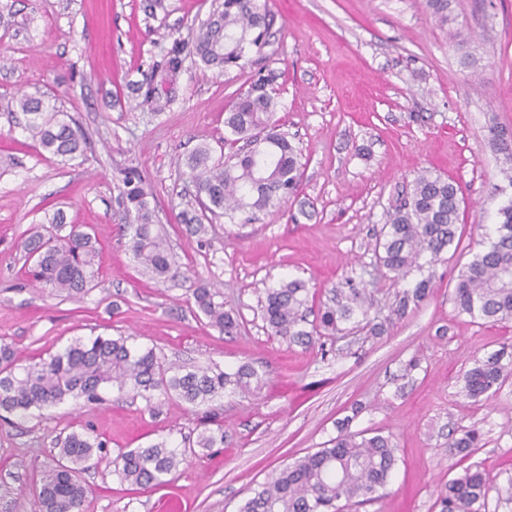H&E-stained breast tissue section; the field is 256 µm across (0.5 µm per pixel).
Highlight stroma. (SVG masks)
<instances>
[{
    "label": "stroma",
    "instance_id": "stroma-1",
    "mask_svg": "<svg viewBox=\"0 0 512 512\" xmlns=\"http://www.w3.org/2000/svg\"><path fill=\"white\" fill-rule=\"evenodd\" d=\"M15 14L0 29V341L17 364L48 358L78 337L134 336L166 361L253 364L261 393L213 404L222 446L180 465L165 486L120 483L112 461L162 439L181 445L200 430V411L161 395L152 401L104 390L100 403L69 400L0 419V512H33L32 487L56 436L85 431L106 443L83 473L82 512H237L253 489L295 458L353 430L393 435L398 462L386 495L354 512H439L437 491L471 464L495 488L487 512H512V380L477 401L460 393L474 360L512 354V321L458 315L450 293L470 245L504 203L512 161L489 129L512 132V0H451L441 23L427 0H268L279 30L263 55L224 72L185 60L164 109L136 87L174 39L194 36L215 0H6ZM274 72L281 130L302 151L297 196L252 224L214 220L189 234L177 213L195 190L182 161L200 142L224 145V112L258 71ZM55 97L84 131L83 163L38 154L5 105L17 91ZM137 168L153 190L159 223L183 277L163 285L141 275L128 248L122 172ZM424 170L463 192L462 243L432 268L436 288L390 333L350 334L304 347L270 335L264 285L305 280L313 307L331 304L346 280L366 284L388 314L402 284L377 268L372 244L388 209ZM94 234L101 270L81 298L54 296L26 275L22 242L45 211ZM224 293L242 326L224 335L191 307L194 283ZM419 366L403 367L410 359ZM463 428L483 436L466 456L448 447Z\"/></svg>",
    "mask_w": 512,
    "mask_h": 512
}]
</instances>
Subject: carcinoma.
<instances>
[{"instance_id":"carcinoma-1","label":"carcinoma","mask_w":512,"mask_h":512,"mask_svg":"<svg viewBox=\"0 0 512 512\" xmlns=\"http://www.w3.org/2000/svg\"><path fill=\"white\" fill-rule=\"evenodd\" d=\"M276 15L262 0H223L200 25L187 44L180 40L154 63L153 69L175 78L186 57L226 70L243 68L249 54H262L276 25ZM269 80L260 77L239 95L224 113V142L232 151L217 159L207 142L198 144L184 158L195 190L196 204L177 214L179 223L199 237L208 234L211 217L228 216L251 224L258 213L279 207L293 197L300 185L301 151L273 121L277 103L268 90ZM11 107L23 113L24 133L38 151L65 162L85 159L86 139L75 120L56 108L48 96L19 93ZM122 202L134 214L130 224L129 249L142 274L156 283L182 275L174 258L164 225L156 222L150 192L139 172H123ZM462 203L458 185L423 171L417 175L403 203L385 214L376 236V263L399 279L408 278L427 263L439 261L450 248L460 245L457 236ZM482 249L457 274L451 301L461 314L493 322L512 321V198L502 205ZM31 276L50 294L81 298L96 286L100 274L99 251L89 233L70 226L61 236L36 232L23 242ZM336 291L334 302L309 309L305 281L284 279L264 288L262 317L271 334L290 343L314 344L322 328L334 334L354 322L358 331L384 335L390 326L416 309L434 290L428 275L396 295L395 306L382 320L369 316L371 294L355 280ZM194 306L209 326L224 334L240 329L238 315L224 309V294L218 288L198 284L191 289ZM314 320H308L309 314ZM312 323L306 330L305 324ZM512 377V361L497 354L474 361L461 376L460 393L467 399L490 397ZM266 384L265 374L249 363L226 370L219 366L188 370L167 364L152 348H137L127 336H97L76 339L63 350L39 362L16 368L11 346L0 344V411L24 417L32 409L54 407L72 399L89 403L102 400L101 391L112 388L132 392L146 402L155 394L174 396L197 408L224 395L256 396ZM343 420L338 435L323 447L295 459L275 472L253 492L238 512H344L355 504L380 499L397 464V445L392 435L369 436L350 429ZM224 444V428L200 432L192 448L180 449L167 440L147 447L131 448L113 461V473L122 482L140 488L167 483L178 466L195 449ZM448 447L471 453L482 447L475 429H463L448 440ZM104 443L86 432L73 431L60 441L59 459L40 471L34 496L35 512H74L86 494L81 480L85 463ZM494 488L493 480L477 465L448 481L438 493L441 512H484Z\"/></svg>"}]
</instances>
